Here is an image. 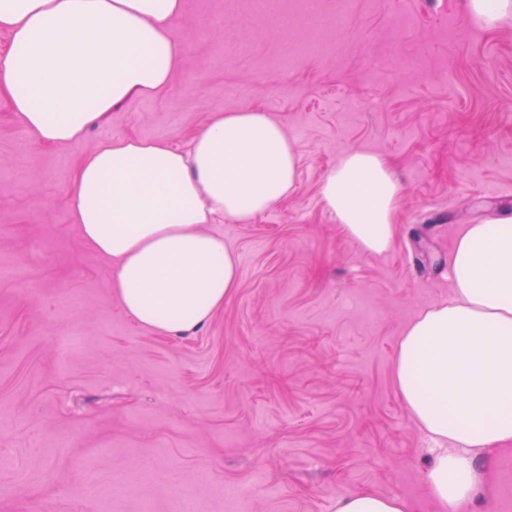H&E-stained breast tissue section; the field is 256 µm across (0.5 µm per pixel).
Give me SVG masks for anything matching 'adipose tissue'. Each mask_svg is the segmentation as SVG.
Masks as SVG:
<instances>
[{
  "label": "adipose tissue",
  "mask_w": 512,
  "mask_h": 512,
  "mask_svg": "<svg viewBox=\"0 0 512 512\" xmlns=\"http://www.w3.org/2000/svg\"><path fill=\"white\" fill-rule=\"evenodd\" d=\"M184 0H0V98L46 146L75 143L113 108L158 96L184 51ZM297 152L282 124L244 107L213 113L183 148L109 139L67 190L84 242L114 265L124 311L164 335L206 324L239 283L214 227L252 223L287 198ZM321 194L363 252L394 240L399 186L382 155L343 154ZM448 301L402 331L394 364L411 418L437 446L427 474L439 512L470 501L486 451L512 444V212L465 225L448 255Z\"/></svg>",
  "instance_id": "obj_1"
}]
</instances>
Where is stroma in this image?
<instances>
[{
  "label": "stroma",
  "instance_id": "obj_1",
  "mask_svg": "<svg viewBox=\"0 0 512 512\" xmlns=\"http://www.w3.org/2000/svg\"><path fill=\"white\" fill-rule=\"evenodd\" d=\"M321 27L339 53L281 69L308 29L249 0H185L170 87L46 147L0 100V512H336L360 492L437 512L434 454L393 380L398 341L447 299L463 225L512 209V15L467 0H350ZM255 106L294 140L298 180L253 223L218 227L239 285L205 326L130 318L66 190L101 141L177 147L215 112ZM351 150L389 157L392 248L366 254L320 185ZM79 338L66 351L69 333ZM471 512H512V447L482 457ZM241 487L240 499L224 495ZM469 10L486 25H494L502 17L511 13L510 0H469Z\"/></svg>",
  "mask_w": 512,
  "mask_h": 512
}]
</instances>
